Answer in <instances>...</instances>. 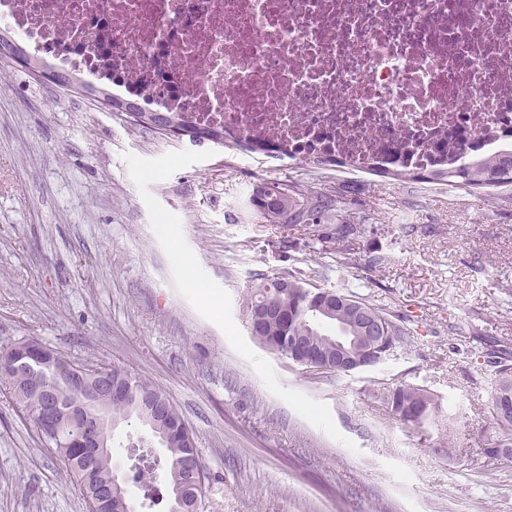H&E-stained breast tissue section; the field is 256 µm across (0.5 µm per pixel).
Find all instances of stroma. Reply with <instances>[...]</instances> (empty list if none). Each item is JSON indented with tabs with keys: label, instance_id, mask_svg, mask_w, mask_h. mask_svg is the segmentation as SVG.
Here are the masks:
<instances>
[{
	"label": "stroma",
	"instance_id": "obj_1",
	"mask_svg": "<svg viewBox=\"0 0 512 512\" xmlns=\"http://www.w3.org/2000/svg\"><path fill=\"white\" fill-rule=\"evenodd\" d=\"M293 180L353 189L367 231L344 263L305 236L282 246L250 207L256 185ZM505 195L134 127L0 63V344L32 336L152 382L193 430L222 512H512V468L479 457L497 428L485 351L512 345ZM311 271L393 315L407 340L347 374L260 345L243 311L258 274ZM400 381L433 394L424 427L387 412L383 386ZM0 512H85L1 397Z\"/></svg>",
	"mask_w": 512,
	"mask_h": 512
}]
</instances>
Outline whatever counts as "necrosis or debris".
<instances>
[{
    "label": "necrosis or debris",
    "mask_w": 512,
    "mask_h": 512,
    "mask_svg": "<svg viewBox=\"0 0 512 512\" xmlns=\"http://www.w3.org/2000/svg\"><path fill=\"white\" fill-rule=\"evenodd\" d=\"M0 33L281 159L369 172L512 154V0H0Z\"/></svg>",
    "instance_id": "1"
}]
</instances>
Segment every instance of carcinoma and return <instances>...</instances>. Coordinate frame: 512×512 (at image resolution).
Wrapping results in <instances>:
<instances>
[{"label":"carcinoma","mask_w":512,"mask_h":512,"mask_svg":"<svg viewBox=\"0 0 512 512\" xmlns=\"http://www.w3.org/2000/svg\"><path fill=\"white\" fill-rule=\"evenodd\" d=\"M134 126L153 128L162 125L172 135L187 136L193 141L224 142L222 132L176 120L170 114L140 112L131 121ZM464 189L506 188L512 186V156L464 164L431 174ZM279 183H262L253 190L250 204L264 224H280L288 235L305 232L321 243L336 244L342 256L364 233V217L342 192H326L305 181L291 182L277 191ZM246 315L252 336L263 346L279 352L285 342L295 341L288 352L303 351L318 358L336 355V335L326 326L341 324L350 335L362 334L357 311L368 310L382 325L385 340L379 353L388 357L407 336L406 329L392 316L363 298L349 292L321 288L292 274L259 275V283L251 288L246 301ZM31 339L0 346V394L12 409L36 431L43 450L58 461L72 476L87 512H126L131 504L128 491L111 488L114 451L93 459L86 443L92 432L85 429L87 418L102 410L116 424L132 417L148 426L167 450L163 481L168 490V512H201L211 479L199 456L193 431L166 395L148 381L132 374L119 364L103 363L96 370L84 368L81 361L71 360L49 349L51 365L34 368L25 364ZM500 377L491 392L493 416L498 431L490 443L512 448V412L501 407L512 405V366L502 364ZM97 375L112 380L122 394L90 405L83 401L82 381ZM40 386L63 397L62 411L50 425L43 416ZM384 403L395 419L415 427L423 425L434 409V400L421 386L399 382L387 388Z\"/></svg>","instance_id":"carcinoma-1"}]
</instances>
